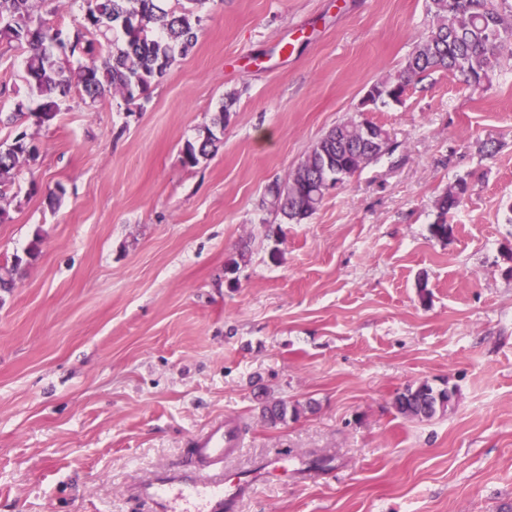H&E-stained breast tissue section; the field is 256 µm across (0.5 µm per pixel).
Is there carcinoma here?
I'll use <instances>...</instances> for the list:
<instances>
[{
  "label": "carcinoma",
  "mask_w": 512,
  "mask_h": 512,
  "mask_svg": "<svg viewBox=\"0 0 512 512\" xmlns=\"http://www.w3.org/2000/svg\"><path fill=\"white\" fill-rule=\"evenodd\" d=\"M58 0H0V39L26 49L25 71L30 96L37 106L30 110L33 124L50 125L59 101L72 88L91 102L120 97L130 105L143 94L152 78L166 73L193 48L200 22L199 9L207 0H185L180 7L165 0H72L81 3L82 21L71 34L50 25L34 8ZM430 30L419 40L395 72L372 85L371 104L399 101L413 79L446 71L465 86L480 88L500 63L503 53L512 55V5L508 0H427ZM108 48L107 57L96 56ZM230 105H224L211 123L202 127L195 141L182 151L187 167L199 164L220 142ZM381 133L368 140L365 126ZM392 152V141L383 125L367 118L344 120L310 148L306 157L283 184L270 189L273 205L282 216L299 224L313 215L326 193L341 186L361 168ZM39 152L24 131L0 143V199L7 196L10 173L19 163L34 162ZM468 193L467 181L458 179L437 202L441 216L457 209ZM456 390L428 381L406 386L393 400L396 412L406 418L429 420L445 413L454 403ZM284 400H267L261 418L275 426L298 417L304 409Z\"/></svg>",
  "instance_id": "cac0c4a2"
}]
</instances>
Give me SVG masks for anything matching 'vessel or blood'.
I'll list each match as a JSON object with an SVG mask.
<instances>
[{"label": "vessel or blood", "instance_id": "obj_1", "mask_svg": "<svg viewBox=\"0 0 512 512\" xmlns=\"http://www.w3.org/2000/svg\"><path fill=\"white\" fill-rule=\"evenodd\" d=\"M191 444L192 464L161 470L134 488V495L150 503L153 512H229L240 495L241 485L224 481V459L241 446L236 432L216 423L193 436Z\"/></svg>", "mask_w": 512, "mask_h": 512}]
</instances>
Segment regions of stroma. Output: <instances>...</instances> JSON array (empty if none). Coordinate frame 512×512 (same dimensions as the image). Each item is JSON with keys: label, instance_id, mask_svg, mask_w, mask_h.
I'll return each mask as SVG.
<instances>
[{"label": "stroma", "instance_id": "35a3bbf8", "mask_svg": "<svg viewBox=\"0 0 512 512\" xmlns=\"http://www.w3.org/2000/svg\"><path fill=\"white\" fill-rule=\"evenodd\" d=\"M428 30L426 0H207L135 105L74 94L23 122L41 158L0 201V512H147L127 487L220 419L243 437L225 476H260L231 512L512 507V56L482 89L437 71L364 112ZM24 58L0 42V112L32 104ZM230 97L215 152L184 166ZM364 114L392 153L288 223L269 186ZM425 380L453 408L398 415ZM264 394L306 411L267 425ZM468 184L464 178H459L446 191L437 202L440 215L444 218L452 210L457 209L462 203L463 198L468 193Z\"/></svg>", "mask_w": 512, "mask_h": 512}]
</instances>
